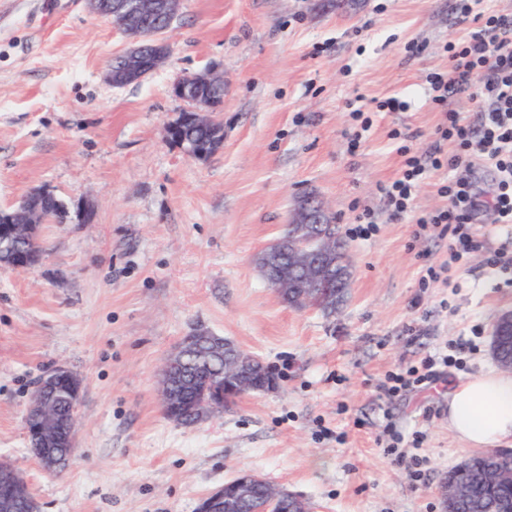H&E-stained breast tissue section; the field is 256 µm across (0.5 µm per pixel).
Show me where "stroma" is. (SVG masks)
<instances>
[{
	"instance_id": "stroma-1",
	"label": "stroma",
	"mask_w": 512,
	"mask_h": 512,
	"mask_svg": "<svg viewBox=\"0 0 512 512\" xmlns=\"http://www.w3.org/2000/svg\"><path fill=\"white\" fill-rule=\"evenodd\" d=\"M469 30L456 0H184L167 62L114 87L106 73L130 42L87 0H0V209L40 187L68 211L42 224L38 266L0 270V457L38 512H196L245 470L316 512H443L441 479L471 454L448 431V387L495 365L490 332L512 283L493 260L512 245L483 208L471 225L483 248L459 262L447 237L416 236L417 217L448 205L447 170L398 220L380 187L402 145L436 140L426 77ZM214 67L224 143L196 160L166 138L186 108L172 84ZM391 97L408 109L380 110ZM310 193L340 229L366 209L378 226L348 239L350 293L329 317L283 305L254 263ZM196 329L260 359L278 390L198 424L168 419L160 368ZM459 341L425 386L387 393L398 366ZM56 366L83 389L76 451L50 474L25 415ZM418 431L419 474L391 460Z\"/></svg>"
}]
</instances>
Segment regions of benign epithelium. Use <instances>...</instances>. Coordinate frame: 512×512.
Returning a JSON list of instances; mask_svg holds the SVG:
<instances>
[{
	"label": "benign epithelium",
	"mask_w": 512,
	"mask_h": 512,
	"mask_svg": "<svg viewBox=\"0 0 512 512\" xmlns=\"http://www.w3.org/2000/svg\"><path fill=\"white\" fill-rule=\"evenodd\" d=\"M180 4L181 0H90L93 12L111 18L115 26L138 42L108 70L107 82L110 85L137 82L165 63L169 47L162 35L169 29ZM217 84H224L223 73L207 69L184 75L172 85L174 95L189 103L190 108L168 123L166 136L181 147L187 156L196 160L207 158L219 143L189 142L178 138L177 131L186 121L213 126L220 122L221 104L204 102L198 94L199 89ZM327 218L328 211L324 204L309 197L307 203L293 210L289 223L283 225L288 230L287 255L281 257L274 253L254 257L262 275L282 293L302 281L311 282L315 297H304L299 305L302 310L316 301L322 304L330 296L336 281V267H341L345 275L352 276V265L346 253L336 249V238L327 226ZM1 224L7 225L15 234L35 237L37 226L33 224L28 205L24 201L13 210H1ZM200 335L224 347V379L230 383L226 389L212 391V395L203 402L200 415L209 416L224 409L225 397L243 391L242 386L238 385V375L247 372L256 357L229 340L212 336L206 331L200 332ZM510 335L512 310L505 309L497 315L490 340L491 355L502 368L512 367V358L505 359L501 354L503 344ZM181 351L179 347L167 357L160 370L164 410L167 417L176 423L180 422V411L186 403L185 389L178 373ZM63 384L68 387V417L65 426L57 424L56 416L43 409L36 422L27 429L30 450L49 473L60 472L64 460L73 457L78 432L77 409L83 381L78 375L58 366L43 375L37 387L39 404L44 406L58 399V389ZM510 457L512 448H496L486 453L484 464L478 469L472 468L467 459L461 461L443 481L442 499L446 503H453L465 496L467 483L496 481L506 476L498 462ZM257 487L265 492L264 512H313L310 504L301 497L274 488L266 478L253 471H242L232 481L212 490L200 501L197 512H239L242 503ZM0 492L11 500H28L26 481L7 461L0 463Z\"/></svg>",
	"instance_id": "1"
}]
</instances>
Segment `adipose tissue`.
I'll return each mask as SVG.
<instances>
[{"instance_id":"obj_1","label":"adipose tissue","mask_w":512,"mask_h":512,"mask_svg":"<svg viewBox=\"0 0 512 512\" xmlns=\"http://www.w3.org/2000/svg\"><path fill=\"white\" fill-rule=\"evenodd\" d=\"M448 430L473 448L512 444V372L491 369L449 391Z\"/></svg>"}]
</instances>
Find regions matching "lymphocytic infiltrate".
Instances as JSON below:
<instances>
[{"instance_id": "f902f5d3", "label": "lymphocytic infiltrate", "mask_w": 512, "mask_h": 512, "mask_svg": "<svg viewBox=\"0 0 512 512\" xmlns=\"http://www.w3.org/2000/svg\"><path fill=\"white\" fill-rule=\"evenodd\" d=\"M473 2L458 0L461 20L473 29L466 38L448 44L449 71L427 76L434 104L445 111L446 121L438 129L440 141L422 153L403 149L400 177L380 188L393 216L400 217L410 210L425 173L451 169L441 188L448 198L447 209L418 217L416 226L422 234L437 228L448 235L454 260L482 247L470 227L479 203L471 182L458 175V168L471 167L479 159L496 169L498 187L488 206L497 223H512V14L477 12ZM460 96L481 103L479 131H472L458 112L449 109V101ZM448 140L455 143V154H444L441 144Z\"/></svg>"}]
</instances>
